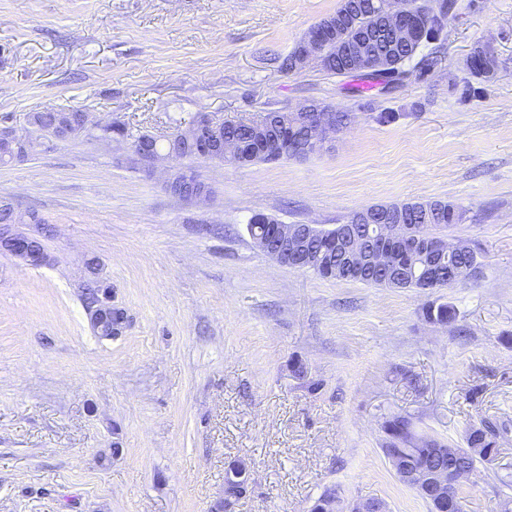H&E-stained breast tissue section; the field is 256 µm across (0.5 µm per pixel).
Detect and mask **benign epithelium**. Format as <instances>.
Segmentation results:
<instances>
[{
  "label": "benign epithelium",
  "mask_w": 512,
  "mask_h": 512,
  "mask_svg": "<svg viewBox=\"0 0 512 512\" xmlns=\"http://www.w3.org/2000/svg\"><path fill=\"white\" fill-rule=\"evenodd\" d=\"M379 13L382 14L386 25L393 32L396 39L402 42H411L420 38L423 24L417 15L404 10L395 4V0H381ZM322 34L317 32L309 35L297 57L292 62V70L296 71L310 61L318 59L322 53ZM366 55V42L358 39L348 44L340 54V61L349 68H355ZM92 125L88 116L83 114L79 118L64 112L59 118V137L69 140L85 135L86 129ZM300 126L305 133L306 154L314 155L327 151L336 136L343 133V129L336 126V122L329 112L321 110L318 106L307 103L294 110L290 117H284L282 112L267 113L266 126L283 134L288 126ZM223 124L213 121L208 114L201 113L197 119L179 136V139L167 137L170 143L168 151L161 152L156 146L157 138L147 134L130 146L132 154L143 160L147 171L153 172L160 165L165 166L164 187L172 197L187 204L200 205L211 201L213 191L209 187L176 188V180L182 173L178 160L181 152L192 154L199 160L209 162H230L237 166L242 165L241 152L236 143L224 139ZM38 140L32 133L20 134L10 126L0 127V151L10 158L21 161L37 153ZM363 220L373 225L376 244L365 246L363 239L353 234L334 237L333 245L341 254L346 263L347 270L355 272L370 262L379 267H390L399 263L398 244L403 240L400 225L376 224L369 213L363 214ZM270 235L263 233L250 234L255 247L264 255L280 265L294 269H305L321 262V256L306 252V243L317 232L314 224H270ZM410 244L413 248L426 254L452 255L465 251L464 245L452 244L445 239L431 242L425 235H413ZM0 251L7 252L29 266L44 264L48 256L27 235L17 231L13 224L0 225ZM94 327L101 336L112 337V332L105 328L104 323L111 315L112 305L100 297V290H95L94 299L88 307ZM451 448H433L426 462L413 467L410 459L402 454L388 455L390 465L398 472H411L414 479V490L426 496L433 504V512H448V481H462L474 473L466 467L447 469L442 461L451 455ZM232 480L240 489L249 486L250 467L244 461L232 462L225 472L224 480ZM310 512H385V505L378 499H366L342 504L338 497L333 496L326 500L315 502Z\"/></svg>",
  "instance_id": "7a95c632"
}]
</instances>
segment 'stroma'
Instances as JSON below:
<instances>
[{
  "label": "stroma",
  "instance_id": "stroma-1",
  "mask_svg": "<svg viewBox=\"0 0 512 512\" xmlns=\"http://www.w3.org/2000/svg\"><path fill=\"white\" fill-rule=\"evenodd\" d=\"M339 0H0V117L33 113L166 137L198 113L248 118L315 100L356 120L326 152L249 166L195 161L211 203L165 190L126 147L50 141L0 164V199L40 221L38 267L0 252V512H209L229 463L252 483L235 512H309L328 487L388 512H429L380 451L381 425L461 443L509 426L502 453L463 487L466 512H496L512 474V0L459 8L425 79L374 93L372 121L343 78L276 59ZM499 59L460 103L472 48ZM422 111L409 113L411 103ZM443 199L465 211L444 233L478 265L467 286L375 288L323 279L258 251L249 219L330 228L352 212ZM98 259L91 273L89 259ZM110 284L120 332L83 301ZM433 302L455 323L423 315Z\"/></svg>",
  "mask_w": 512,
  "mask_h": 512
}]
</instances>
